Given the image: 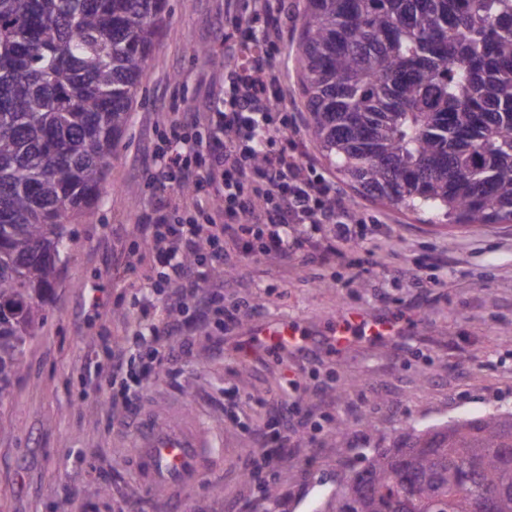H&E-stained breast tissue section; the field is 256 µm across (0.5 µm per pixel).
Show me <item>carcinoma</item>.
<instances>
[{
  "instance_id": "cac0c4a2",
  "label": "carcinoma",
  "mask_w": 512,
  "mask_h": 512,
  "mask_svg": "<svg viewBox=\"0 0 512 512\" xmlns=\"http://www.w3.org/2000/svg\"><path fill=\"white\" fill-rule=\"evenodd\" d=\"M167 0H0V403L98 202ZM310 133L342 177L450 224L512 223V0H307ZM347 426L327 447L353 452ZM512 512V413L407 427L325 512Z\"/></svg>"
}]
</instances>
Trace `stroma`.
<instances>
[{
	"mask_svg": "<svg viewBox=\"0 0 512 512\" xmlns=\"http://www.w3.org/2000/svg\"><path fill=\"white\" fill-rule=\"evenodd\" d=\"M305 7L288 0L280 19L287 46L273 58L285 72L282 106L305 160L363 220V244L324 263V225L286 263L230 252L224 303L241 309L239 322L224 332L191 330V352L153 377L138 401L159 420H193L217 462L175 503L138 482L129 425L108 400L104 343L135 330L131 284L139 273L124 256L152 198L153 144L168 113L209 111L228 62L224 0H168L100 199L69 227L41 334L0 404V512H256L267 484L278 488L274 512H319L337 475L361 465L358 449L389 444L409 425L512 410V223L452 228L365 195L336 173L309 133L299 80ZM348 309L394 317L401 333L359 337L343 354L330 353L327 332ZM270 320L306 328L313 350L244 359L250 328ZM339 421L355 449L344 464L326 445ZM365 421L371 434L359 429ZM259 430L281 449L275 468L252 477L247 461Z\"/></svg>",
	"mask_w": 512,
	"mask_h": 512,
	"instance_id": "stroma-1",
	"label": "stroma"
}]
</instances>
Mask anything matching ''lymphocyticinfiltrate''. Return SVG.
I'll use <instances>...</instances> for the list:
<instances>
[{
	"mask_svg": "<svg viewBox=\"0 0 512 512\" xmlns=\"http://www.w3.org/2000/svg\"><path fill=\"white\" fill-rule=\"evenodd\" d=\"M287 7L288 0H257L253 10L225 18L224 42L233 55L223 96L207 112L170 113L169 137L153 149L149 180L157 193L134 227L144 269L134 283L142 371L133 373L125 344L107 347L111 374L123 382L112 402L125 411H132L149 377L165 368L168 337H181L182 348H189L184 313L198 327L217 321L227 329L238 321V308L224 304L218 275L229 247L285 262L300 239H311L323 224L330 227L326 256L364 238L347 207L337 204L332 183L288 148L290 123L267 52L281 38L278 20ZM200 125L207 138L188 135ZM298 224L305 227L299 237Z\"/></svg>",
	"mask_w": 512,
	"mask_h": 512,
	"instance_id": "f902f5d3",
	"label": "lymphocytic infiltrate"
}]
</instances>
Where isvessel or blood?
I'll list each match as a JSON object with an SVG mask.
<instances>
[{"label": "vessel or blood", "mask_w": 512, "mask_h": 512, "mask_svg": "<svg viewBox=\"0 0 512 512\" xmlns=\"http://www.w3.org/2000/svg\"><path fill=\"white\" fill-rule=\"evenodd\" d=\"M341 328L334 341L337 350H348V328H361L371 338L397 335L396 321L383 316L368 317L356 311H344ZM253 352L269 349L293 351L303 347L305 331L285 322L264 323L254 330ZM132 441L139 480L163 492L174 494L197 483L212 468L214 458L210 443L190 422H159L151 414H143L131 425Z\"/></svg>", "instance_id": "obj_1"}]
</instances>
